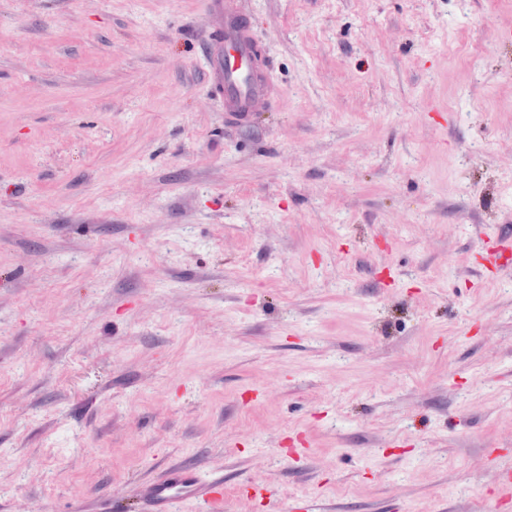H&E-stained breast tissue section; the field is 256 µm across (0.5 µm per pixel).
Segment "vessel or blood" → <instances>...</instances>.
Masks as SVG:
<instances>
[{"label": "vessel or blood", "mask_w": 512, "mask_h": 512, "mask_svg": "<svg viewBox=\"0 0 512 512\" xmlns=\"http://www.w3.org/2000/svg\"><path fill=\"white\" fill-rule=\"evenodd\" d=\"M212 33L203 57L211 85L227 116L249 121L273 102L271 70L248 21L246 0H206ZM224 501V480L197 468L175 465L140 484L142 512H184L185 505L215 508Z\"/></svg>", "instance_id": "b4317fda"}]
</instances>
